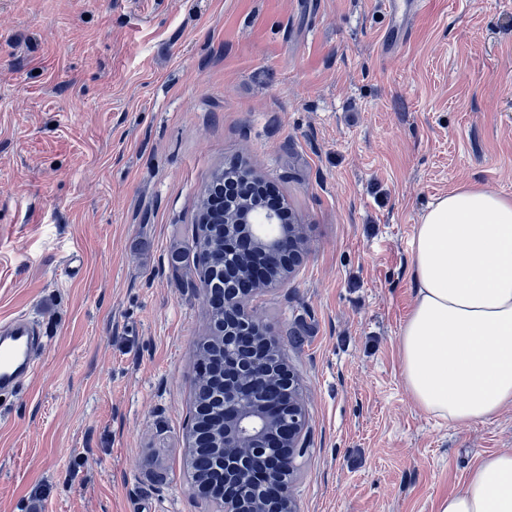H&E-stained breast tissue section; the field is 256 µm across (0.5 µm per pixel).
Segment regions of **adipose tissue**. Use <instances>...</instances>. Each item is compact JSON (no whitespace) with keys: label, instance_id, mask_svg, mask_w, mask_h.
Instances as JSON below:
<instances>
[{"label":"adipose tissue","instance_id":"1","mask_svg":"<svg viewBox=\"0 0 512 512\" xmlns=\"http://www.w3.org/2000/svg\"><path fill=\"white\" fill-rule=\"evenodd\" d=\"M411 267L398 348L412 402L452 426L496 419L512 407V196L467 184L438 197ZM438 512H512V450L484 456Z\"/></svg>","mask_w":512,"mask_h":512}]
</instances>
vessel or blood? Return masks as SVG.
<instances>
[{"instance_id":"vessel-or-blood-1","label":"vessel or blood","mask_w":512,"mask_h":512,"mask_svg":"<svg viewBox=\"0 0 512 512\" xmlns=\"http://www.w3.org/2000/svg\"><path fill=\"white\" fill-rule=\"evenodd\" d=\"M422 0H384L385 10L395 21L409 23L418 13ZM38 336L32 322L17 318L0 331V389H13L20 379L34 370L33 351Z\"/></svg>"}]
</instances>
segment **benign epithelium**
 <instances>
[{
  "mask_svg": "<svg viewBox=\"0 0 512 512\" xmlns=\"http://www.w3.org/2000/svg\"><path fill=\"white\" fill-rule=\"evenodd\" d=\"M201 223L199 260L207 266L234 254L240 284L217 293L203 280L208 339L221 353L205 361L197 384L188 453L192 465L204 459L211 469L193 473L195 487L210 495L219 486V512H295L292 481L308 425L300 380L244 302L302 261L299 225L282 223L278 208L241 200L205 212ZM271 386L286 397L268 400Z\"/></svg>",
  "mask_w": 512,
  "mask_h": 512,
  "instance_id": "benign-epithelium-1",
  "label": "benign epithelium"
}]
</instances>
